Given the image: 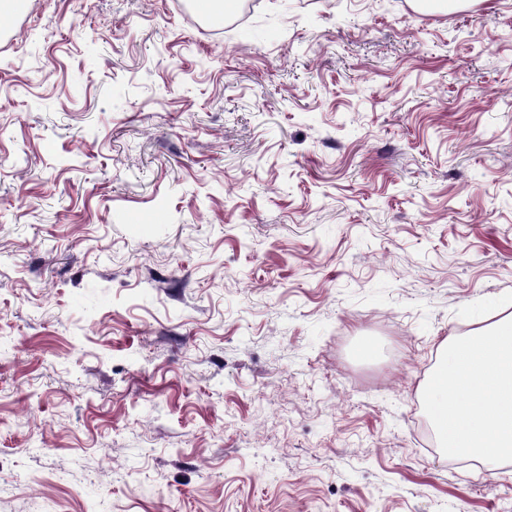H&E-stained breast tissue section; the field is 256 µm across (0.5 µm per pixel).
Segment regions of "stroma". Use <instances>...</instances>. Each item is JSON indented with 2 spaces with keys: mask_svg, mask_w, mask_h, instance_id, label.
<instances>
[{
  "mask_svg": "<svg viewBox=\"0 0 512 512\" xmlns=\"http://www.w3.org/2000/svg\"><path fill=\"white\" fill-rule=\"evenodd\" d=\"M1 86L0 512H512L422 402L512 313V0H13Z\"/></svg>",
  "mask_w": 512,
  "mask_h": 512,
  "instance_id": "obj_1",
  "label": "stroma"
}]
</instances>
